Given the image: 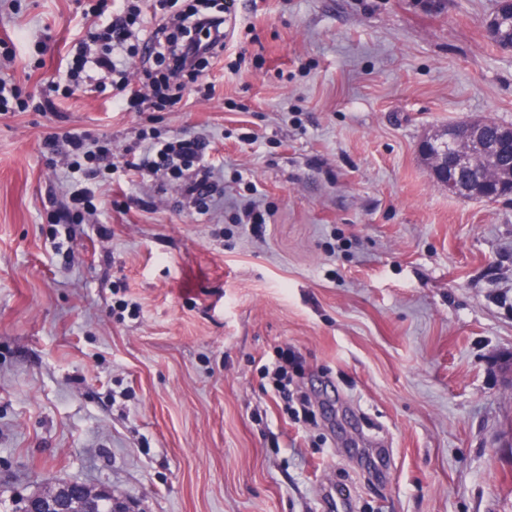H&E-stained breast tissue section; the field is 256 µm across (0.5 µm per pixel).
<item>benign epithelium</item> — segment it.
<instances>
[{"instance_id": "obj_1", "label": "benign epithelium", "mask_w": 512, "mask_h": 512, "mask_svg": "<svg viewBox=\"0 0 512 512\" xmlns=\"http://www.w3.org/2000/svg\"><path fill=\"white\" fill-rule=\"evenodd\" d=\"M487 34L512 49V37L501 19L486 22ZM487 121L471 119L426 137L418 152L435 178L451 192L466 198L496 201L512 196V126L500 125L495 135ZM111 498L110 512H129L112 490L88 484L46 482L34 494L20 499L14 512H98L101 499Z\"/></svg>"}]
</instances>
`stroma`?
Here are the masks:
<instances>
[{
  "label": "stroma",
  "instance_id": "obj_1",
  "mask_svg": "<svg viewBox=\"0 0 512 512\" xmlns=\"http://www.w3.org/2000/svg\"><path fill=\"white\" fill-rule=\"evenodd\" d=\"M94 0H0V512L44 482L131 512H512V200L448 191L418 153L473 117L512 125L496 0H257L239 51L165 109L73 98ZM122 182L55 223L64 138ZM197 135L198 214L124 163ZM263 224L248 229L246 207ZM301 360L282 399L261 373ZM69 146L72 149L73 155L76 157H80L82 154L83 159H87V163L90 164V167H86L82 169V164L77 159L74 160L71 164L70 168L72 170V174L79 173L83 170L82 174L89 176L90 173L94 172V167L97 166L100 168L101 166L105 168H109L112 170V148L109 147V144H101L97 147L96 151L90 153L89 151H83L85 140L81 138V136H71L68 140Z\"/></svg>",
  "mask_w": 512,
  "mask_h": 512
}]
</instances>
